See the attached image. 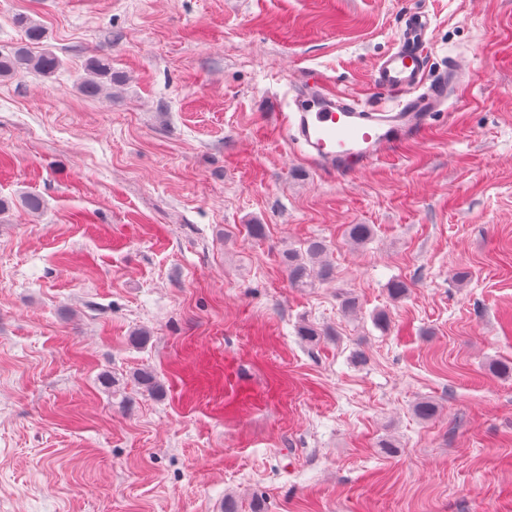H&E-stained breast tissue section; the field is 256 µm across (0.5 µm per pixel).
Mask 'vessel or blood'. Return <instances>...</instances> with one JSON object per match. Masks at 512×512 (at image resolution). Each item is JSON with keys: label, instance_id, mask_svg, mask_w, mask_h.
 Segmentation results:
<instances>
[{"label": "vessel or blood", "instance_id": "vessel-or-blood-1", "mask_svg": "<svg viewBox=\"0 0 512 512\" xmlns=\"http://www.w3.org/2000/svg\"><path fill=\"white\" fill-rule=\"evenodd\" d=\"M431 27L427 13L404 14L397 48L375 66L374 83L400 98L394 107H373L348 94L332 92L318 73L307 72L286 127L290 142L319 172L338 178L350 176L421 135L431 115L445 105L447 88L462 71L452 68L436 81L427 80L421 48Z\"/></svg>", "mask_w": 512, "mask_h": 512}]
</instances>
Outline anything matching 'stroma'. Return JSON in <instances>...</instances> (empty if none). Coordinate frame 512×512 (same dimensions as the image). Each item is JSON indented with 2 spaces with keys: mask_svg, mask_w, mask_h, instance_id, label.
<instances>
[{
  "mask_svg": "<svg viewBox=\"0 0 512 512\" xmlns=\"http://www.w3.org/2000/svg\"><path fill=\"white\" fill-rule=\"evenodd\" d=\"M418 11L431 76L466 82L319 174L292 92L314 69L391 104L372 69ZM18 14L63 66L0 81V512H512V0H0V52ZM314 238L336 278L291 287L281 254ZM87 76L81 82L79 89L86 97L100 95L106 83L112 84V58L106 54H96L86 62Z\"/></svg>",
  "mask_w": 512,
  "mask_h": 512,
  "instance_id": "1",
  "label": "stroma"
}]
</instances>
